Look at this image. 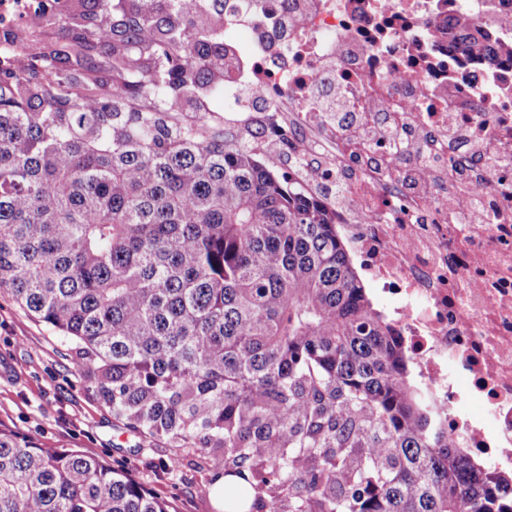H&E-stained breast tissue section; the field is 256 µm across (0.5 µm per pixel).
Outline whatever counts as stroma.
I'll return each instance as SVG.
<instances>
[{"mask_svg":"<svg viewBox=\"0 0 512 512\" xmlns=\"http://www.w3.org/2000/svg\"><path fill=\"white\" fill-rule=\"evenodd\" d=\"M0 429L47 448H77L131 471L176 512H217L213 474L198 453L183 454L176 471L161 468L174 449L141 441L112 417L83 378L71 343L0 292Z\"/></svg>","mask_w":512,"mask_h":512,"instance_id":"1","label":"stroma"}]
</instances>
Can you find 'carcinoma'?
<instances>
[{
	"mask_svg": "<svg viewBox=\"0 0 512 512\" xmlns=\"http://www.w3.org/2000/svg\"><path fill=\"white\" fill-rule=\"evenodd\" d=\"M227 0H66L0 76V291L74 344L129 431L203 449L224 508L512 512L456 446L325 202L224 127ZM489 67L512 44L443 20ZM0 512H174L0 429Z\"/></svg>",
	"mask_w": 512,
	"mask_h": 512,
	"instance_id": "obj_1",
	"label": "carcinoma"
}]
</instances>
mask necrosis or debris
Returning a JSON list of instances; mask_svg holds the SVG:
<instances>
[{
    "mask_svg": "<svg viewBox=\"0 0 512 512\" xmlns=\"http://www.w3.org/2000/svg\"><path fill=\"white\" fill-rule=\"evenodd\" d=\"M64 0H0V54L13 35ZM512 41V0H249L229 27L237 55L224 103L262 105L270 139L323 147L326 179L345 176L339 227L377 287L397 300L392 322L421 389L447 413L458 447L512 470V64L466 58L446 15ZM342 92L354 118L329 117L317 93ZM415 131L420 155L395 153L361 130ZM431 163V176L415 172ZM404 172L395 182L396 172ZM477 198L480 219L470 216Z\"/></svg>",
    "mask_w": 512,
    "mask_h": 512,
    "instance_id": "4bbe7bcc",
    "label": "necrosis or debris"
}]
</instances>
